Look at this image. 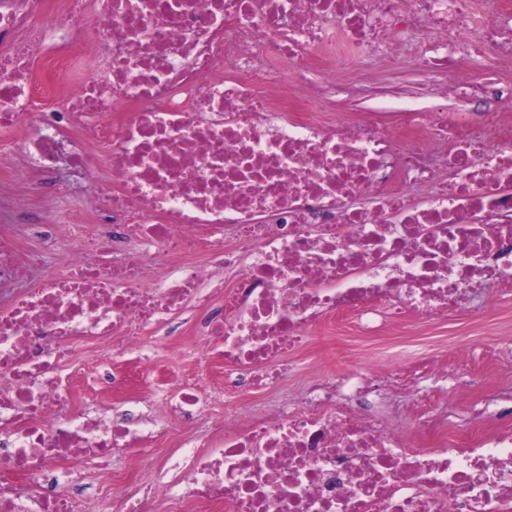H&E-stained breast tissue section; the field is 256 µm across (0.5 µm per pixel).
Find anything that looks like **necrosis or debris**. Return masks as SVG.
I'll return each instance as SVG.
<instances>
[{
    "label": "necrosis or debris",
    "instance_id": "4bbe7bcc",
    "mask_svg": "<svg viewBox=\"0 0 512 512\" xmlns=\"http://www.w3.org/2000/svg\"><path fill=\"white\" fill-rule=\"evenodd\" d=\"M409 59L435 76L428 106L334 111ZM511 73L512 0H0V512H97L74 459L149 447L143 404L190 422L218 397L206 447L183 436L110 489L116 512H512L510 385L314 360L304 402L240 401L325 322L375 334L512 288ZM27 181L39 206L79 198L40 232L74 241L62 274L16 219ZM147 333L222 364L212 387L152 366ZM80 343L93 394L132 357L149 393L108 422L56 414ZM392 391L416 410L363 408Z\"/></svg>",
    "mask_w": 512,
    "mask_h": 512
}]
</instances>
